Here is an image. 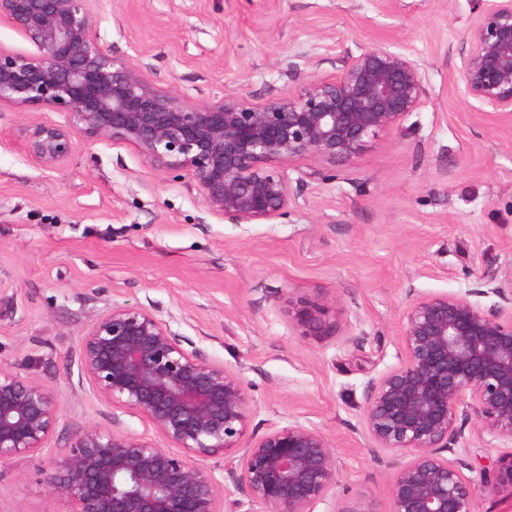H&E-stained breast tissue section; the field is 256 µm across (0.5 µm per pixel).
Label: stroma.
Listing matches in <instances>:
<instances>
[{
	"label": "stroma",
	"instance_id": "35a3bbf8",
	"mask_svg": "<svg viewBox=\"0 0 512 512\" xmlns=\"http://www.w3.org/2000/svg\"><path fill=\"white\" fill-rule=\"evenodd\" d=\"M477 2L96 0L102 45L193 101L280 96L378 35L421 64L429 99L349 164L286 163L292 202L264 224L224 220L189 175L155 173L126 144L80 136L43 169L24 129L60 114L0 105V367L43 382L60 416L38 461L0 465V512H66L35 469L78 428L151 434L81 374L80 338L115 306L152 311L241 372L248 435L294 418L322 431L337 497L365 493L389 512L390 458L361 415L368 384L399 362L400 316L432 293L496 308L486 275L512 259V131L490 129L453 79Z\"/></svg>",
	"mask_w": 512,
	"mask_h": 512
}]
</instances>
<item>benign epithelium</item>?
<instances>
[{
    "label": "benign epithelium",
    "mask_w": 512,
    "mask_h": 512,
    "mask_svg": "<svg viewBox=\"0 0 512 512\" xmlns=\"http://www.w3.org/2000/svg\"><path fill=\"white\" fill-rule=\"evenodd\" d=\"M94 0H0L6 22L34 47L0 49V104L59 112L32 122V160L55 169L74 133L135 147L146 166L184 172L212 212L261 224L288 212L283 163L309 157L340 165L400 130L427 101L420 64L381 39L336 73L304 79L279 98L229 93L192 102L156 88L138 66L112 56L96 34ZM454 81L466 102L512 129V0H481L458 50ZM512 306V261L487 273ZM402 356L369 384L365 438L391 457L390 512H476L478 494L512 482V451L476 468L457 427L477 424L483 445H512V310L485 311L448 293L413 298L399 321ZM81 371L94 393L135 410L166 440L90 425L39 469L67 512H381L361 493L338 499L335 446L291 419L247 436L249 394L241 375L185 348L170 325L119 306L80 340ZM58 399L33 377L0 369V465L37 458L58 424ZM235 455L219 480L204 459ZM245 500L230 499L232 491Z\"/></svg>",
    "instance_id": "7a95c632"
}]
</instances>
